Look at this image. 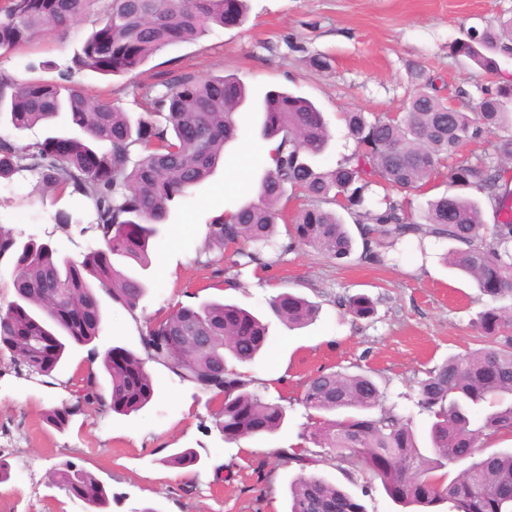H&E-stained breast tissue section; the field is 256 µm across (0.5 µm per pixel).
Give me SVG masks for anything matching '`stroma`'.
Instances as JSON below:
<instances>
[{"label": "stroma", "instance_id": "stroma-1", "mask_svg": "<svg viewBox=\"0 0 512 512\" xmlns=\"http://www.w3.org/2000/svg\"><path fill=\"white\" fill-rule=\"evenodd\" d=\"M509 17L512 0H248L240 26L214 27L194 42L167 47L126 76L88 72L76 79L91 95L133 114L141 110L134 86L154 82L167 68L235 76L256 102L267 90H288L323 112L331 141L317 163L330 168L354 148L342 112L371 117L401 111L412 89L410 66L424 69L438 95L450 102H459L463 90L479 98L489 77L468 58L450 55L448 45L469 28ZM86 31L80 24L67 40L49 33L1 54L0 70L21 79H56ZM317 56L329 58V68L311 67L310 58ZM260 123V113H244L239 138L226 147L223 164L173 206L153 241L150 266L142 271L129 264L148 284L138 308L127 311L100 294L104 322L95 345L138 353L147 323L175 306L209 300L238 304L267 321L269 346L236 370L250 389L283 401V426L262 437L225 440L216 425L219 399L152 363L157 396L149 406L120 416L88 405L60 430L46 422V412L75 402L89 373H96L101 393L109 392L101 363H90L87 347L72 345L52 376L31 378L2 351L0 458L11 470L0 483V512H90L50 479L51 469L68 460L82 462L105 486L108 512H288L289 486L303 474L346 488L367 512H401L380 481L364 474L347 477L328 449L305 440L310 425V412L300 401L305 385L322 371L371 372L384 392V406H396L425 433L430 417L416 405L417 383L448 356L479 347L472 321L486 299L472 280L445 265L452 247L445 239H404L381 247L380 261L354 256L340 262L290 246L281 224L274 247L266 251L272 267L228 268L220 252L205 250L204 237L214 216L256 197L266 169ZM239 158L247 177L225 190L230 165ZM61 208L79 211L83 204L56 197L30 177L0 180V228L48 241L75 260L100 247L94 233L57 226L54 216ZM228 278L233 287H225ZM282 292L317 303L316 320L302 328L285 326L268 306ZM346 294L370 297L374 316L353 319L337 303ZM185 448L196 452L195 466L163 465L164 457ZM302 448L310 458L307 466L287 461V453Z\"/></svg>", "mask_w": 512, "mask_h": 512}]
</instances>
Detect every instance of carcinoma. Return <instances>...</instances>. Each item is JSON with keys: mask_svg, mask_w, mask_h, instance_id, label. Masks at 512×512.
<instances>
[{"mask_svg": "<svg viewBox=\"0 0 512 512\" xmlns=\"http://www.w3.org/2000/svg\"><path fill=\"white\" fill-rule=\"evenodd\" d=\"M232 9L245 16V0H0V50L13 49L53 31L67 40L76 25L89 22L71 64L58 79H20L0 71V126L21 134L37 126L48 130L41 141L21 145L0 135V179L26 172L37 184L78 197L90 220L60 209L55 223L81 226L103 241L80 261L59 255L48 243L19 241L0 231V264L12 268L15 300L0 307V351L10 352L29 375L51 376L67 342L90 346L110 378V394L88 375L75 403L49 409L46 420L58 429L84 405L98 404L120 416L136 413L156 397L149 361L169 368L199 391L222 398L217 427L228 441L273 434L287 407L248 390L249 382L228 360L248 362L268 342V327L251 312L230 303L179 305L147 327L144 355L115 346L117 356L92 346L103 328V309L95 289L134 311L146 291L138 277L114 258L145 267L158 225L171 206L207 180L224 160L225 146L236 140L246 86L230 76L201 77L171 70L142 88L143 112L137 118L120 107L89 96L74 75L94 72L125 75L171 45L191 43L212 26H224ZM493 77L466 111L435 94L431 78L413 73L414 91L398 116L361 111L342 113L355 148L336 166L322 169L314 159L325 154L331 134L322 112L288 91L265 93L262 136L277 139L275 166L265 170L257 200L223 213L207 225L205 248L224 251L235 245L230 266H270L265 248L274 245L282 201L297 194L307 206L291 218V243L343 260L361 248L359 259L378 260L376 248L407 238L433 237L455 243L449 267L471 277L490 299L474 327L486 345L450 357L417 382V406L433 418L428 431L432 455L420 450L410 417L382 404V392L368 374L321 372L305 385L302 403L330 417L310 433L330 449L348 474L362 472L381 481L386 493L405 507L423 512L448 504V512H512V451L472 461L449 480L443 472L456 462V449L478 451L483 439L512 432V402L475 418L481 403L512 396V74L498 58L512 53V17L472 31L450 45ZM165 116L166 123L154 121ZM194 126L200 137H180ZM469 141L484 145L475 160L457 159ZM448 190L426 200L423 221L411 217L408 195L428 193L437 178ZM382 190L379 207L365 208L366 195ZM337 206L353 218V235ZM488 205L497 222L487 226ZM338 303L356 319L374 315L362 294ZM277 318L290 327L312 321L318 307L292 293L270 301ZM186 449L165 462L178 468L196 464ZM57 486L97 508L108 504L103 484L83 465L67 461L52 472ZM289 512H366L342 488L317 475H301L290 486Z\"/></svg>", "mask_w": 512, "mask_h": 512, "instance_id": "obj_1", "label": "carcinoma"}]
</instances>
